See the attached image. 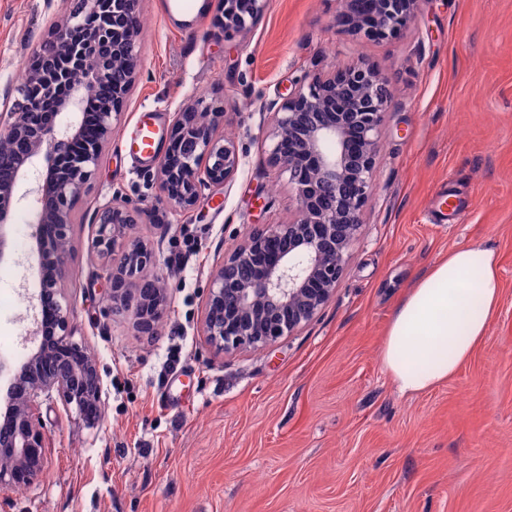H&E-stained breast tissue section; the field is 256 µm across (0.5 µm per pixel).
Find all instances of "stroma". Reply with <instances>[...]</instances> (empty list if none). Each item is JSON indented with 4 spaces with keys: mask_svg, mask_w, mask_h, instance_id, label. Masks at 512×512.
<instances>
[{
    "mask_svg": "<svg viewBox=\"0 0 512 512\" xmlns=\"http://www.w3.org/2000/svg\"><path fill=\"white\" fill-rule=\"evenodd\" d=\"M140 0L142 73L73 213L57 300L89 348L105 417L87 423L60 398L40 409L48 465L0 488V512H512V0H421L395 37L338 27V0H266L258 23L224 35L221 0L191 26ZM61 0H0V97ZM366 62L391 81L373 192L335 296L308 325L263 350H217L199 334L210 279L258 225L294 211L271 166L273 103L306 73ZM220 99L241 166L209 201L175 214L123 144L147 107L170 129L182 106ZM464 204L437 219L441 198ZM142 204L123 242L155 262L166 288L155 334L111 311L93 249L95 213L114 193ZM502 257V297L485 340L455 375L403 395L382 349L400 300L448 251ZM21 314H0L1 355L38 346Z\"/></svg>",
    "mask_w": 512,
    "mask_h": 512,
    "instance_id": "35a3bbf8",
    "label": "stroma"
}]
</instances>
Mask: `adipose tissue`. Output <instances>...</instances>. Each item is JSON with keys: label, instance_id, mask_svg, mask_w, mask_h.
Instances as JSON below:
<instances>
[{"label": "adipose tissue", "instance_id": "1", "mask_svg": "<svg viewBox=\"0 0 512 512\" xmlns=\"http://www.w3.org/2000/svg\"><path fill=\"white\" fill-rule=\"evenodd\" d=\"M500 261L480 246L449 251L400 302L385 334L383 367L403 394L447 381L488 334L501 299Z\"/></svg>", "mask_w": 512, "mask_h": 512}]
</instances>
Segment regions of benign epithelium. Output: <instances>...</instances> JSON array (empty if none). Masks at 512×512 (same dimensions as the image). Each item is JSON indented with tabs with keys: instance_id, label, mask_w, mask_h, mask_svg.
<instances>
[{
	"instance_id": "benign-epithelium-1",
	"label": "benign epithelium",
	"mask_w": 512,
	"mask_h": 512,
	"mask_svg": "<svg viewBox=\"0 0 512 512\" xmlns=\"http://www.w3.org/2000/svg\"><path fill=\"white\" fill-rule=\"evenodd\" d=\"M420 0H340L336 23L358 35L394 37L415 16ZM139 0H75L66 16L40 42L34 57L41 69L29 73L17 98L0 113V266L11 261L6 226L16 187L34 159L43 171L27 195L38 209L31 251L41 264L40 296L57 292L67 263L72 211L99 165L140 75ZM263 0H224V33L245 32L261 16ZM125 61L116 70L113 63ZM112 89L99 111L84 113L91 92ZM393 96L377 69L352 64L330 76L306 74L288 97L272 106L275 117L271 163L288 173L294 214L282 224L253 229L214 273L205 300L201 333L216 348L265 349L312 322L336 292L345 256L364 224L372 192L381 116ZM224 107L202 98L175 113L168 146L152 171L163 200L175 212L205 200V191L225 186L240 165L233 141L224 137ZM194 144L192 154L181 146ZM140 204L121 194L98 211L95 249L110 283L111 310H123L129 281L140 279L141 302L131 313L137 327L154 332L163 316L164 290L140 274L154 262L147 244H123L121 230L136 224ZM55 342L42 343L13 373L0 410V486L34 483L46 469L40 406L57 392L82 411L98 402L101 377L95 358L71 342L65 313L54 314Z\"/></svg>"
}]
</instances>
